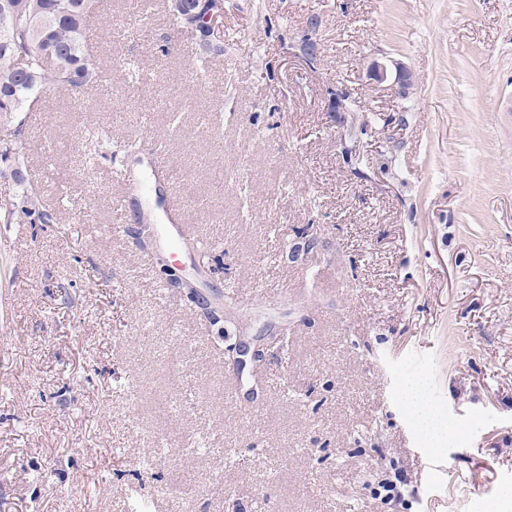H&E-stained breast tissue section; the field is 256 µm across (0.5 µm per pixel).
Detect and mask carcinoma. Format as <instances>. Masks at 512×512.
Instances as JSON below:
<instances>
[{"label":"carcinoma","instance_id":"cac0c4a2","mask_svg":"<svg viewBox=\"0 0 512 512\" xmlns=\"http://www.w3.org/2000/svg\"><path fill=\"white\" fill-rule=\"evenodd\" d=\"M98 0H0V157L23 166L27 157L17 146L26 117L42 93L53 91L78 100L98 87L100 66L89 50L86 18ZM40 23L43 47L31 45V21ZM15 191L0 198V223L54 224L40 188L26 180L14 182Z\"/></svg>","mask_w":512,"mask_h":512}]
</instances>
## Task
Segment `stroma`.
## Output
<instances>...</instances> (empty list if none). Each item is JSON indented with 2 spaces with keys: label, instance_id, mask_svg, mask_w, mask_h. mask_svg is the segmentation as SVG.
Instances as JSON below:
<instances>
[{
  "label": "stroma",
  "instance_id": "35a3bbf8",
  "mask_svg": "<svg viewBox=\"0 0 512 512\" xmlns=\"http://www.w3.org/2000/svg\"><path fill=\"white\" fill-rule=\"evenodd\" d=\"M149 13L112 0L89 41L107 89L43 98L20 137L58 220L0 224V512H131L133 491L151 512H512V0H224L202 69L166 0ZM387 60L410 93L371 80ZM97 127L112 157L88 166ZM161 193L196 241L163 232ZM160 256L234 316L160 287ZM244 334L264 358L235 371L216 347ZM416 381L461 440L412 425Z\"/></svg>",
  "mask_w": 512,
  "mask_h": 512
}]
</instances>
